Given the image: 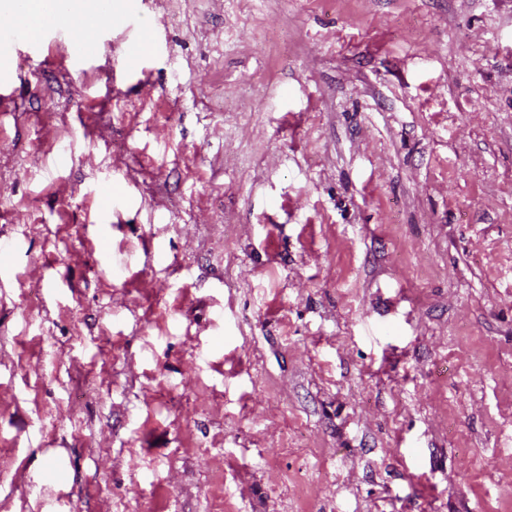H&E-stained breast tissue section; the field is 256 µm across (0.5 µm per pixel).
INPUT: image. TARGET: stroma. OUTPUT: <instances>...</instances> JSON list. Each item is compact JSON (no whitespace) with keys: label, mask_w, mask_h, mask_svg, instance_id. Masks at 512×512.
<instances>
[{"label":"stroma","mask_w":512,"mask_h":512,"mask_svg":"<svg viewBox=\"0 0 512 512\" xmlns=\"http://www.w3.org/2000/svg\"><path fill=\"white\" fill-rule=\"evenodd\" d=\"M140 10L9 55L0 512H512V0ZM123 23L127 30L132 32L128 39L126 56L132 67H137L141 62L140 48L151 42L152 29L140 20L139 6L128 7Z\"/></svg>","instance_id":"1"}]
</instances>
